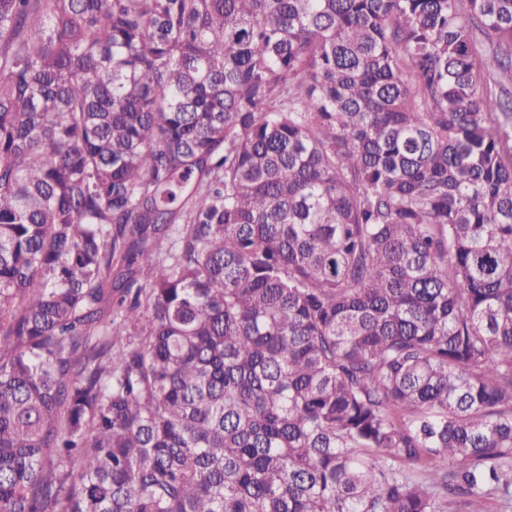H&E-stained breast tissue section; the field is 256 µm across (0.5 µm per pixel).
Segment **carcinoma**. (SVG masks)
<instances>
[{
    "label": "carcinoma",
    "mask_w": 512,
    "mask_h": 512,
    "mask_svg": "<svg viewBox=\"0 0 512 512\" xmlns=\"http://www.w3.org/2000/svg\"><path fill=\"white\" fill-rule=\"evenodd\" d=\"M451 505L512 512V0H0V512Z\"/></svg>",
    "instance_id": "carcinoma-1"
}]
</instances>
